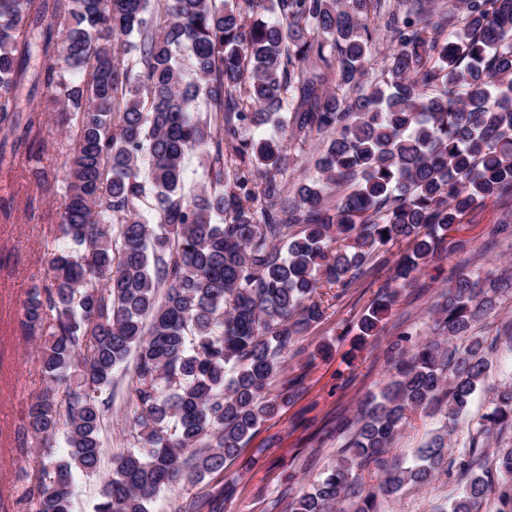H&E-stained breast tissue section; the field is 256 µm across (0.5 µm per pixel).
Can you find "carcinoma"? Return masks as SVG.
Instances as JSON below:
<instances>
[{
	"instance_id": "cac0c4a2",
	"label": "carcinoma",
	"mask_w": 512,
	"mask_h": 512,
	"mask_svg": "<svg viewBox=\"0 0 512 512\" xmlns=\"http://www.w3.org/2000/svg\"><path fill=\"white\" fill-rule=\"evenodd\" d=\"M275 16L264 19L265 14ZM389 34L373 74L379 30ZM46 97L22 115L20 95ZM73 143L48 277L23 304L46 386L25 428L28 512H72L98 471L117 381L133 415L95 512H150L173 486L220 475L299 393L271 386L294 337L321 322L370 257L405 242L359 319L378 338L399 292L491 198L512 196V0H0V129L45 148L39 114ZM291 113L285 118L282 113ZM268 129L257 138L244 132ZM322 139L318 175L288 194L285 140ZM232 153L224 155V144ZM202 180L185 189V161ZM150 201L152 215L141 211ZM512 273L459 275L432 305L433 336L386 350L389 376L342 426L336 463L285 512H381L408 486L455 473L448 512H512V384L494 390L456 457L451 436L485 385L476 328ZM417 411L443 420L408 465L396 440ZM68 454L53 458L59 433ZM378 479L369 485L365 477ZM219 495L180 512H224Z\"/></svg>"
}]
</instances>
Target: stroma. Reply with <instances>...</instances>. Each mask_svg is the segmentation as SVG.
<instances>
[{
  "mask_svg": "<svg viewBox=\"0 0 512 512\" xmlns=\"http://www.w3.org/2000/svg\"><path fill=\"white\" fill-rule=\"evenodd\" d=\"M61 199L36 189L25 165L0 170V512H26L15 488L21 465L39 460L33 439L23 429L31 397L44 385L37 345L26 340L22 305L33 281L42 279L47 266V246L59 238L57 223L47 218ZM512 197L487 200L466 216L462 236L471 239V268L497 273L504 259L512 258V229L498 232ZM396 243L381 249L371 269L339 298L330 301L325 318L297 340L302 353L286 362L283 379L302 377L300 397L264 422L230 471L238 477L237 492L226 502L225 512H272L270 500L281 487L282 473L294 469L300 481L317 477L334 461L336 450L348 436L343 419L353 417L360 402L379 392L385 374L383 350L404 329L429 335V308L437 292L454 278L456 258H434L415 286L403 291L393 316L377 340L355 346L352 333L375 294L389 279L394 261L403 251ZM512 320V293L481 324V334L496 340L490 357L488 387L476 393L459 422L455 441L466 440L479 416L486 411L494 387L512 381V342L499 336L501 322ZM131 402L124 386L112 400L108 440L102 466L93 475H77L73 487V512H94L111 459L127 446ZM265 496H258V489ZM455 478L441 473L431 485L408 489L383 502L384 512H448L459 492Z\"/></svg>",
  "mask_w": 512,
  "mask_h": 512,
  "instance_id": "35a3bbf8",
  "label": "stroma"
}]
</instances>
